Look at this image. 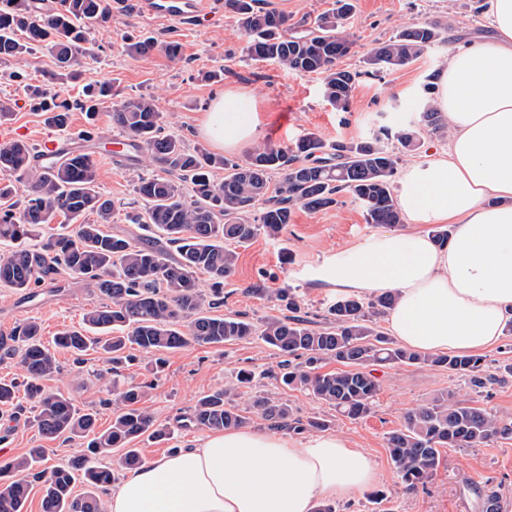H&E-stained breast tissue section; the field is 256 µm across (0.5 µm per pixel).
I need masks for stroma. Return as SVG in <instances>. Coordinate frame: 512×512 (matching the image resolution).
Listing matches in <instances>:
<instances>
[{"label": "stroma", "instance_id": "obj_1", "mask_svg": "<svg viewBox=\"0 0 512 512\" xmlns=\"http://www.w3.org/2000/svg\"><path fill=\"white\" fill-rule=\"evenodd\" d=\"M138 0H113L112 24L95 27L90 36L89 55L80 57L79 81L58 84L50 81L55 60L43 48L28 55L25 63L0 59V103H8L11 114L5 120L18 138L36 144L47 133L42 114L30 98L38 86L61 98H81L89 83L114 81L119 96L154 97L169 122L170 132L181 136L188 146H206L197 133V123L215 90L242 88L254 93L266 114L261 140L272 139L291 147L313 132L325 142L359 140L371 137L379 128L401 127L413 133L415 144L406 147L392 142L402 164H409L435 147L446 146V139L429 135L422 123V105L432 86L430 75L441 68L452 43L463 38L487 35L480 0H354L356 9L348 24L354 42L351 53L339 61L341 68L359 72L348 111L339 112L323 94L318 75L285 71L268 63L251 61L245 50L237 19L224 7V0H206L209 14L201 20H164L142 14ZM269 8L288 17V33L299 36L314 26L316 18L334 8L336 0H265ZM436 23L447 40L405 67L367 74L365 58L369 50L389 40L402 29ZM146 34L161 41H178V58L159 50L144 55L130 54L124 35ZM21 70L13 78V70ZM100 192L115 204L110 233L139 241L144 227L128 220L142 210L143 202L135 188L143 177L153 176L154 168L141 157L126 163L97 160ZM378 224L368 223L361 203L350 194L337 197L335 206L311 211L296 209L279 239L258 235L240 249L235 272L224 280V304L219 314H246L254 323L285 315L281 302L262 296L265 288H288L294 292L309 319L321 320L335 295L308 278L311 269L339 249L362 244L381 232ZM103 298L93 281H77L66 274L40 284L30 300L11 289L0 287V339L10 336L17 322L33 319L42 327L44 342L61 332L82 325L86 312L100 306ZM61 373L48 380L49 388L69 397L80 411L96 415L97 430L112 423L115 407L112 385L149 384L146 404L156 425L171 429L169 440L148 437L135 440L142 459H150L183 448L200 437L199 429L188 426L198 399L217 388L231 390L232 403L248 411L246 396L233 390L239 369L256 374L252 393H274L291 407L301 420L313 418L328 422L329 432L349 438L372 459L378 480L349 500L336 501V512H481L486 493H494L501 512H512V439L496 440L475 448H445L432 481L408 490L393 468L386 448L388 433L401 426L404 414L443 392H473L467 376L424 365H392L376 368L379 390L371 413L363 418L344 417L329 405L298 389L276 384L272 377L278 357L259 337L253 336L220 346H189L167 352L163 372L152 374L149 354H137L122 369L117 381L100 379L106 368L102 352H87L83 363L73 355L57 350ZM486 370L495 379L482 393L479 405L501 416L512 417V377L497 373L498 366L512 358V335L504 336L484 353ZM37 411L24 392H17L15 404L0 409V463L23 455L28 449L47 451L44 468L65 464L81 454L80 441H51L42 438L35 425Z\"/></svg>", "mask_w": 512, "mask_h": 512}]
</instances>
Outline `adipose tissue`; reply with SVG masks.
Segmentation results:
<instances>
[{"mask_svg": "<svg viewBox=\"0 0 512 512\" xmlns=\"http://www.w3.org/2000/svg\"><path fill=\"white\" fill-rule=\"evenodd\" d=\"M485 5L490 38L455 45L435 81L449 142L399 179L397 204L411 231L376 233L311 274L339 294L394 293L387 329L421 353L489 350L512 319V0ZM261 124L255 96L227 90L199 132L217 149L241 151ZM419 224L452 225L447 246L416 232ZM376 480L370 457L344 436L231 427L143 462L112 487L106 512H315Z\"/></svg>", "mask_w": 512, "mask_h": 512, "instance_id": "1", "label": "adipose tissue"}]
</instances>
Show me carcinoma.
<instances>
[{"mask_svg": "<svg viewBox=\"0 0 512 512\" xmlns=\"http://www.w3.org/2000/svg\"><path fill=\"white\" fill-rule=\"evenodd\" d=\"M338 7L322 13L316 27L299 37H288V18L260 5V0H224L236 14L247 38L251 60L266 62L296 73L322 76L324 95L336 110L345 111L357 74L340 69L336 61L350 52L353 41L346 30L351 0H337ZM112 21L109 0H56L45 10L40 0H0V58L17 61L44 45L54 53L56 67L73 76L75 54L82 51L91 28ZM445 42L441 28L432 23L412 26L376 46L367 64L374 73L403 67L432 46ZM161 49L171 58L180 54L175 41L138 40L129 52L145 54ZM36 109L50 127L67 126L69 112L78 109L93 120L102 104L112 102V85L86 89L75 103L47 100L33 90ZM426 130L441 137L448 124L433 105L421 112ZM112 124L121 128L148 165L162 172L143 178L136 192L145 203L133 221L154 227L164 245L133 244L125 236L112 235L104 226L112 223L114 204L97 188V165L87 155H77L49 170L29 162L32 146L14 140L0 146V171L22 185V207L0 212V284L26 298L45 279L64 271L73 279L89 278L106 303L85 316V328L61 333L54 345L81 356L89 350L109 355L112 373L127 357L128 349L160 353L188 345H223L255 332L282 357L276 379L297 387L334 407L348 418L368 415L379 389L373 367L386 364H423L469 377L472 387L486 385L480 355L422 354L406 349L378 330L377 320L394 305L393 294L368 300L353 296L336 299L326 310L324 322L302 314L295 296L282 290L272 296L287 301L288 314L255 326L242 315H212L224 304V278L230 276L239 253L232 245L246 246L258 234L277 239L290 224L298 207L325 209L347 192L364 205L369 224H399L401 215L392 195V177L400 157L390 141L412 143V134L383 127L361 140L325 143L307 133L288 149L266 141L257 145L242 163L191 148L165 128L163 113L151 97H125L112 110ZM224 171V181L214 173ZM91 212L93 224H77L69 233L51 234L37 250L23 242L38 235L41 226L57 215L76 221ZM177 253L169 257V249ZM213 283L205 293L198 288L200 273ZM40 324L24 320L14 328L7 348L20 357L26 390L37 410L39 432L47 439L85 438L95 431V416L78 411L71 399L46 388L42 381L60 370L54 354L41 341ZM100 332L88 336L86 332ZM342 368L321 371L329 363ZM117 404L111 426L87 442L86 449L66 466L49 471L38 466L46 449L28 452L0 465V512H24L29 480L42 483L43 512H104L96 490L112 482V471L98 465V457L114 448L125 449L124 464L140 463L137 450L128 444L148 435L167 436L154 427L143 406L144 386L119 387L112 381ZM252 412L272 428L302 431L324 429L320 421L302 423L292 418L288 404L273 394L251 396ZM189 423L201 429L238 427L248 418L217 389L201 397ZM512 438V418L499 416L471 397L446 392L412 409L401 427L386 437L391 464L410 489L426 485L441 463L443 448H474L496 439ZM89 489L74 494L78 479Z\"/></svg>", "mask_w": 512, "mask_h": 512, "instance_id": "carcinoma-1", "label": "carcinoma"}]
</instances>
